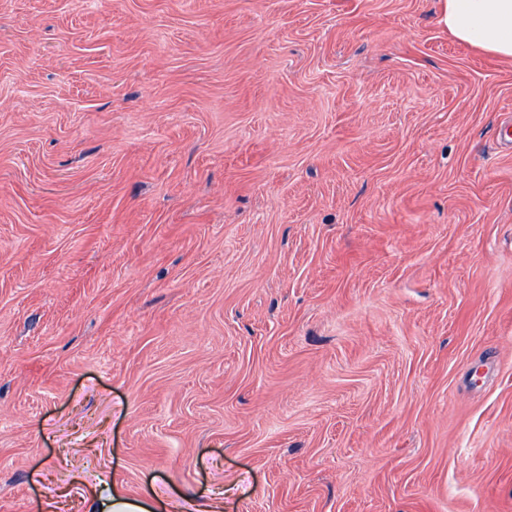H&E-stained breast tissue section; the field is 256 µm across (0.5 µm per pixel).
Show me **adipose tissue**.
<instances>
[{
  "instance_id": "obj_1",
  "label": "adipose tissue",
  "mask_w": 512,
  "mask_h": 512,
  "mask_svg": "<svg viewBox=\"0 0 512 512\" xmlns=\"http://www.w3.org/2000/svg\"><path fill=\"white\" fill-rule=\"evenodd\" d=\"M439 22L457 40L512 59V0H442Z\"/></svg>"
}]
</instances>
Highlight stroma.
Returning a JSON list of instances; mask_svg holds the SVG:
<instances>
[{
	"label": "stroma",
	"mask_w": 512,
	"mask_h": 512,
	"mask_svg": "<svg viewBox=\"0 0 512 512\" xmlns=\"http://www.w3.org/2000/svg\"><path fill=\"white\" fill-rule=\"evenodd\" d=\"M440 0H0V512H512V59Z\"/></svg>",
	"instance_id": "stroma-1"
}]
</instances>
